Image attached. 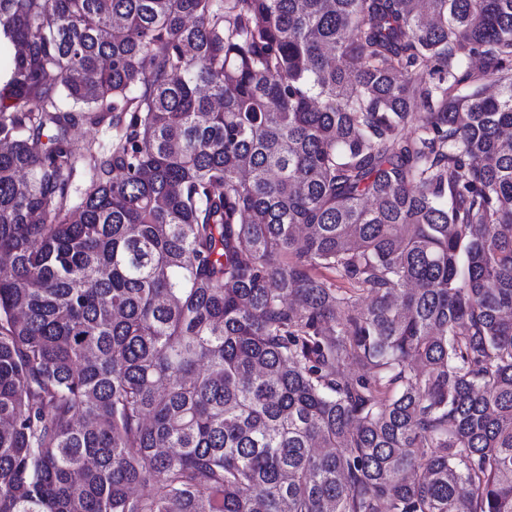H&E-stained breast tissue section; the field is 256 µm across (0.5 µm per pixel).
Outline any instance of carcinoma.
Returning <instances> with one entry per match:
<instances>
[{
  "label": "carcinoma",
  "instance_id": "obj_1",
  "mask_svg": "<svg viewBox=\"0 0 512 512\" xmlns=\"http://www.w3.org/2000/svg\"><path fill=\"white\" fill-rule=\"evenodd\" d=\"M2 38L0 512H512V0ZM115 130L106 126L92 127L86 124H79L72 129L70 133V144L72 149L79 151L82 147L91 140H95L104 149L109 148L112 143V138L115 137Z\"/></svg>",
  "mask_w": 512,
  "mask_h": 512
}]
</instances>
